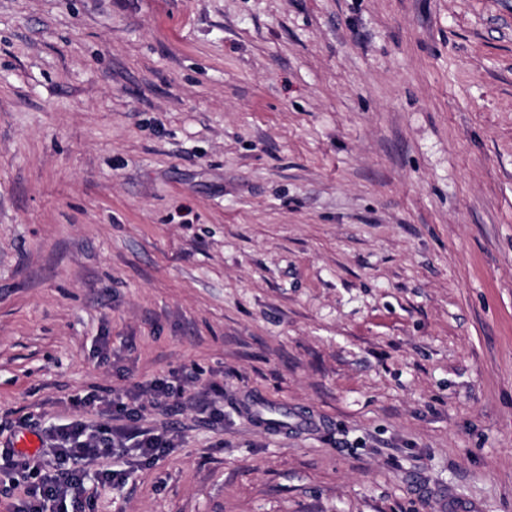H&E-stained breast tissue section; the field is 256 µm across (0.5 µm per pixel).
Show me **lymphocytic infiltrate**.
<instances>
[{"mask_svg":"<svg viewBox=\"0 0 512 512\" xmlns=\"http://www.w3.org/2000/svg\"><path fill=\"white\" fill-rule=\"evenodd\" d=\"M145 395L163 402L182 398L183 391L166 378L141 382L108 400L111 425L91 430L77 418L51 428L47 451L54 458V472L44 471L40 461L16 453L11 445L0 446V476L10 485L23 487L26 495L20 512H47L48 505L59 500L70 501V512H85V482L97 461L110 460L98 479L117 488L124 483L133 458L151 461L169 447L164 435L137 424L134 406Z\"/></svg>","mask_w":512,"mask_h":512,"instance_id":"lymphocytic-infiltrate-1","label":"lymphocytic infiltrate"}]
</instances>
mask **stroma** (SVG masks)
<instances>
[{"label":"stroma","instance_id":"obj_1","mask_svg":"<svg viewBox=\"0 0 512 512\" xmlns=\"http://www.w3.org/2000/svg\"><path fill=\"white\" fill-rule=\"evenodd\" d=\"M181 370L90 512H512V0H0V442Z\"/></svg>","mask_w":512,"mask_h":512}]
</instances>
